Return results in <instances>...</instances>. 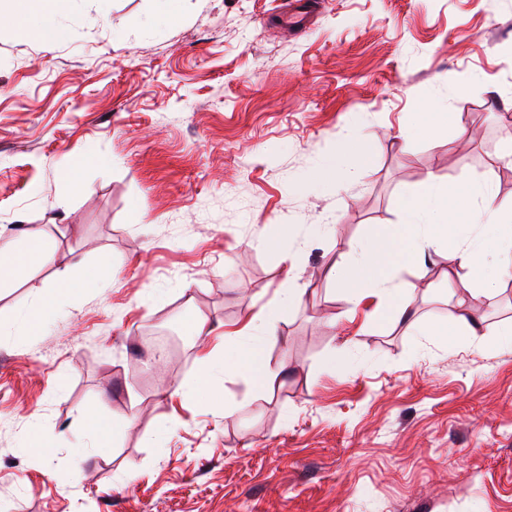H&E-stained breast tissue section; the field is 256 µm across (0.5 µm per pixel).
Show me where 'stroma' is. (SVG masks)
Segmentation results:
<instances>
[{"mask_svg": "<svg viewBox=\"0 0 512 512\" xmlns=\"http://www.w3.org/2000/svg\"><path fill=\"white\" fill-rule=\"evenodd\" d=\"M287 2L181 0L154 26L156 0H74L53 43L0 28V249L52 247L0 289V512H512V278L451 301L433 255L398 320L328 277L430 175L512 201V0H316L294 32ZM435 103L447 133L404 148ZM353 132L341 190L308 187ZM285 253L304 293L267 345L273 389L229 372L176 395L205 371L194 318L278 309ZM103 255L99 286L26 335L35 287ZM461 299L478 335L430 334ZM150 335L173 342L166 372ZM92 411L131 425L98 448Z\"/></svg>", "mask_w": 512, "mask_h": 512, "instance_id": "obj_1", "label": "stroma"}]
</instances>
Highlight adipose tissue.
Listing matches in <instances>:
<instances>
[{
  "mask_svg": "<svg viewBox=\"0 0 512 512\" xmlns=\"http://www.w3.org/2000/svg\"><path fill=\"white\" fill-rule=\"evenodd\" d=\"M71 0H23L25 24H18L14 11L0 8V26L20 25L24 35L53 41L62 34L59 19ZM403 220L393 225L382 241L339 243L338 258L329 277L338 287L353 295L373 297L377 313L406 312L413 291L397 282L400 271L423 263L429 250H446L448 276L471 280L470 296L492 300L495 291L491 273L512 269V203L498 202L487 182L448 186L437 176H430L424 188L403 203ZM52 255L51 245L40 235L29 234L24 246L16 251L0 250V287L23 281ZM98 278L85 273L81 279H63L48 293L40 294L26 322L27 334H37L54 308L52 298L75 288H94ZM275 315L263 309L241 329L228 331L224 341L227 351L203 355L206 365L223 362L225 370L246 375L253 386L267 390L274 386L278 371L267 360L266 338L273 335Z\"/></svg>",
  "mask_w": 512,
  "mask_h": 512,
  "instance_id": "ef3b65f1",
  "label": "adipose tissue"
}]
</instances>
